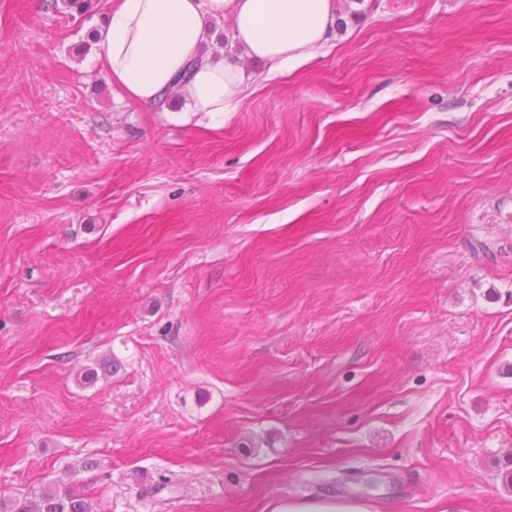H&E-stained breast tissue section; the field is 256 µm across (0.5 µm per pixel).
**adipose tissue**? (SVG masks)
<instances>
[{
	"label": "adipose tissue",
	"mask_w": 512,
	"mask_h": 512,
	"mask_svg": "<svg viewBox=\"0 0 512 512\" xmlns=\"http://www.w3.org/2000/svg\"><path fill=\"white\" fill-rule=\"evenodd\" d=\"M97 62L120 96L152 105L178 95L185 111L223 116L255 77L208 51L222 23L232 45L266 64V79L294 72L336 36V0H108Z\"/></svg>",
	"instance_id": "obj_1"
}]
</instances>
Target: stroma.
Instances as JSON below:
<instances>
[{
	"mask_svg": "<svg viewBox=\"0 0 512 512\" xmlns=\"http://www.w3.org/2000/svg\"><path fill=\"white\" fill-rule=\"evenodd\" d=\"M338 4L214 119L0 0V496L512 512V0ZM271 512H373L368 503L358 499L281 501Z\"/></svg>",
	"mask_w": 512,
	"mask_h": 512,
	"instance_id": "stroma-1",
	"label": "stroma"
}]
</instances>
